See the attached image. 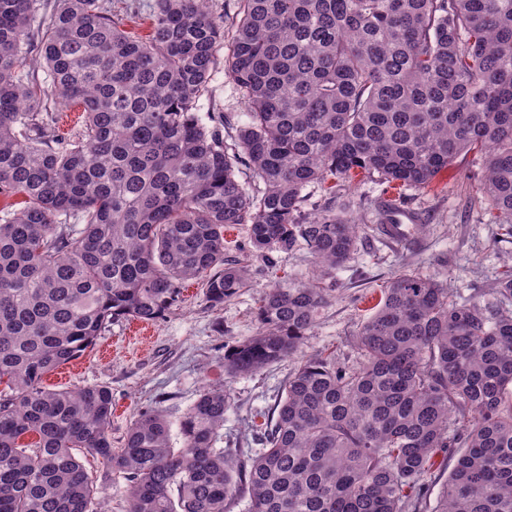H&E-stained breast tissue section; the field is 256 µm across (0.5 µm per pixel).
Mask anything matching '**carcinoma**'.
Masks as SVG:
<instances>
[{
	"label": "carcinoma",
	"mask_w": 512,
	"mask_h": 512,
	"mask_svg": "<svg viewBox=\"0 0 512 512\" xmlns=\"http://www.w3.org/2000/svg\"><path fill=\"white\" fill-rule=\"evenodd\" d=\"M211 0H146L129 35L112 0H0V512H102L79 454L125 485L126 512L420 510L434 458L454 465L434 512H512V266L461 300L401 271L361 324L358 359L304 360L257 431L219 448L230 406L203 389L172 447L141 413L112 447V391L48 389L113 321L160 318L203 278L211 305L246 287L224 229L248 225L269 263L304 244L314 270L260 300L231 375L294 354L334 291L359 225L303 191L361 175L429 184L464 151L485 155L482 197L512 240V0H238L224 73L245 105L201 113L224 26ZM43 60L44 77L30 68ZM82 103L62 137L56 112ZM264 185L249 193L237 166ZM27 436L34 441L23 443ZM133 0H112V13L121 21L123 28L132 36L145 37L150 30V19L143 10L129 9ZM327 187L328 184H325V186L313 185L303 192L305 194L302 208L304 215L314 216L320 212L326 198L329 197Z\"/></svg>",
	"instance_id": "obj_1"
}]
</instances>
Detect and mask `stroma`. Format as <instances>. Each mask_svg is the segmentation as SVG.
<instances>
[{
	"label": "stroma",
	"instance_id": "35a3bbf8",
	"mask_svg": "<svg viewBox=\"0 0 512 512\" xmlns=\"http://www.w3.org/2000/svg\"><path fill=\"white\" fill-rule=\"evenodd\" d=\"M483 175L482 155L469 152L428 186L402 190L399 205L416 212L420 226L398 242L377 229L378 207L388 197L385 184L366 179L338 187L332 193L337 211L353 214L361 229L351 258L337 274L338 287L296 356L251 375L224 371L225 353L256 332V300L288 277L303 278L311 272L306 246L278 253L270 265L254 251L246 225L238 224L224 232L225 251L247 267V288L214 307L202 281L188 282L179 302L161 319L114 321L81 357L46 375L44 384L69 390L111 388L116 448L132 421L152 410L165 416L173 446L181 447V421L200 389L222 386L230 397L222 447L258 448L256 427L302 359L332 352L339 362L356 360L353 338L377 304L382 283L394 273L405 269L447 281L465 298L495 281L512 259V244L498 240V227L480 193ZM84 464L96 480L104 512H126L120 493L123 479L100 459L89 456Z\"/></svg>",
	"mask_w": 512,
	"mask_h": 512
}]
</instances>
